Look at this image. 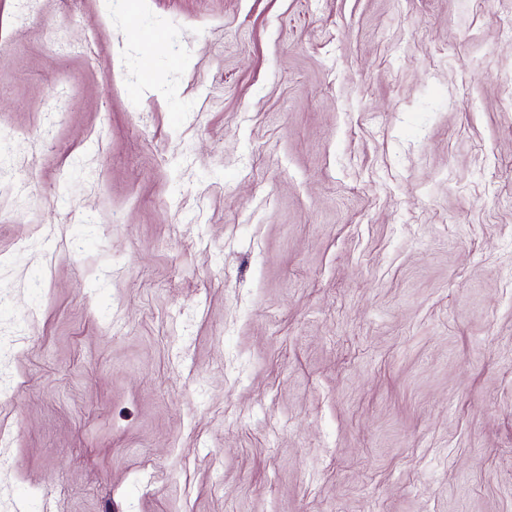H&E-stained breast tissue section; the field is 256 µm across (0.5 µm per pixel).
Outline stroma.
<instances>
[{
	"label": "stroma",
	"instance_id": "obj_1",
	"mask_svg": "<svg viewBox=\"0 0 512 512\" xmlns=\"http://www.w3.org/2000/svg\"><path fill=\"white\" fill-rule=\"evenodd\" d=\"M0 512H512V0H0Z\"/></svg>",
	"mask_w": 512,
	"mask_h": 512
}]
</instances>
